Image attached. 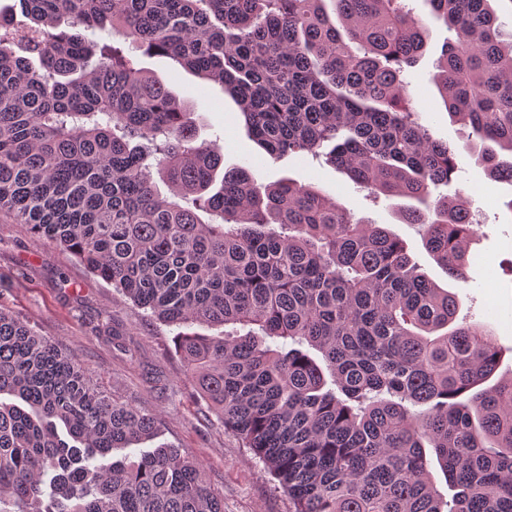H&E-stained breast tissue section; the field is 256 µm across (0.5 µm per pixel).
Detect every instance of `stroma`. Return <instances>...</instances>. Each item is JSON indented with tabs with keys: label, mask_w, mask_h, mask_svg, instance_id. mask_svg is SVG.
<instances>
[{
	"label": "stroma",
	"mask_w": 512,
	"mask_h": 512,
	"mask_svg": "<svg viewBox=\"0 0 512 512\" xmlns=\"http://www.w3.org/2000/svg\"><path fill=\"white\" fill-rule=\"evenodd\" d=\"M415 18L430 30L426 54L406 79L419 120L433 138L456 147L462 172L456 186L478 207L477 235L468 267L460 279L449 278L427 252L418 225L401 223L400 200L371 201L366 192L325 159L270 156L250 141L237 108L220 88L177 67L164 57H145L153 71L189 107L200 139H220L224 167L250 168L258 182L291 176L315 183L323 192L362 217L403 239L416 264L453 293L458 315L487 327L500 352L497 376L512 375V184L493 183L468 152L471 129L449 118L432 81L435 62L448 32L424 0H405ZM0 308L29 321L62 344L96 374L114 398L152 412L155 438L114 458L139 456L141 450L173 446L198 462L209 490L224 500V512H290L287 496L275 490L270 475L241 440L199 396L178 355L175 328L151 318L115 288L91 274L73 255L34 234L28 225L0 214ZM119 327L127 352L98 334L102 325Z\"/></svg>",
	"instance_id": "obj_1"
}]
</instances>
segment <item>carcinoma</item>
<instances>
[{
  "instance_id": "1",
  "label": "carcinoma",
  "mask_w": 512,
  "mask_h": 512,
  "mask_svg": "<svg viewBox=\"0 0 512 512\" xmlns=\"http://www.w3.org/2000/svg\"><path fill=\"white\" fill-rule=\"evenodd\" d=\"M425 2L448 31L444 108L488 178L512 183V32L489 0ZM17 5L21 21L0 13V213L180 328L200 397L294 512H512V376L492 380L490 332L457 322L455 296L402 240L312 184H259L246 167L216 181L219 144L99 38L219 86L267 153L323 156L376 198L414 201L401 221L458 279L475 224L461 192L431 196L459 154L412 109L404 73L428 29L401 0ZM2 395L0 512H224L177 448L111 460L156 417L0 309Z\"/></svg>"
}]
</instances>
